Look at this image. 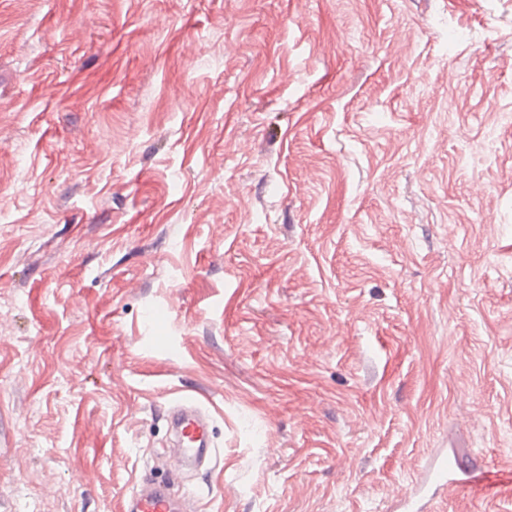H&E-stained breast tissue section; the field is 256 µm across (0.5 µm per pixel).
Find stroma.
Masks as SVG:
<instances>
[{"label":"stroma","mask_w":512,"mask_h":512,"mask_svg":"<svg viewBox=\"0 0 512 512\" xmlns=\"http://www.w3.org/2000/svg\"><path fill=\"white\" fill-rule=\"evenodd\" d=\"M511 114L512 0H0V512L185 395L198 512H512ZM171 424L179 436L178 458L181 462H197L209 447L208 416L194 396L176 402ZM434 485L439 487H458L474 481L470 471L449 463L448 466H440L433 471Z\"/></svg>","instance_id":"35a3bbf8"}]
</instances>
